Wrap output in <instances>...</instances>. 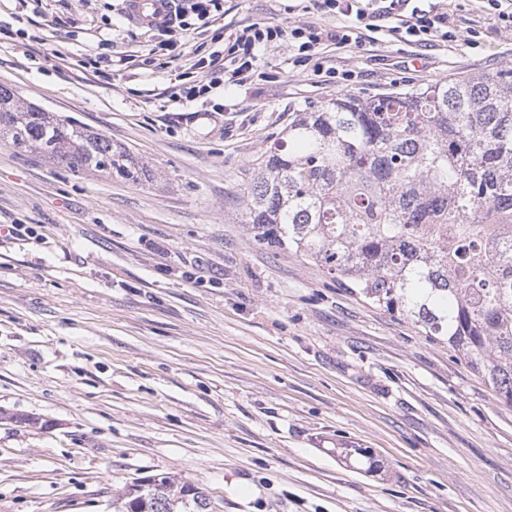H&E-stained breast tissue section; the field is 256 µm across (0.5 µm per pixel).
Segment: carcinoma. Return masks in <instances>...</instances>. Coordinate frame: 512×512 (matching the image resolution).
<instances>
[{
    "mask_svg": "<svg viewBox=\"0 0 512 512\" xmlns=\"http://www.w3.org/2000/svg\"><path fill=\"white\" fill-rule=\"evenodd\" d=\"M0 143L75 172L150 177L5 86ZM243 202L258 240L411 320L512 406V67L296 114ZM191 487L137 479L112 512H212Z\"/></svg>",
    "mask_w": 512,
    "mask_h": 512,
    "instance_id": "carcinoma-1",
    "label": "carcinoma"
}]
</instances>
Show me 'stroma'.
<instances>
[{
    "label": "stroma",
    "mask_w": 512,
    "mask_h": 512,
    "mask_svg": "<svg viewBox=\"0 0 512 512\" xmlns=\"http://www.w3.org/2000/svg\"><path fill=\"white\" fill-rule=\"evenodd\" d=\"M456 37L387 30L329 48L340 87L257 51L246 83L173 96L185 57L122 0H0V85L126 148L152 172L82 174L0 144V512H112L173 474L215 512H512V407L447 346L242 221L243 189L294 113L512 67L486 0H441ZM341 15L224 0L200 55L238 26ZM132 55L104 78L96 55ZM223 112L204 119L213 103ZM371 449L372 458L358 456Z\"/></svg>",
    "instance_id": "1"
}]
</instances>
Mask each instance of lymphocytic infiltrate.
Instances as JSON below:
<instances>
[{
    "mask_svg": "<svg viewBox=\"0 0 512 512\" xmlns=\"http://www.w3.org/2000/svg\"><path fill=\"white\" fill-rule=\"evenodd\" d=\"M315 9L349 17V24L327 31L308 23L289 28L258 22L241 26L228 37V50H214L209 55L192 60L189 75L193 82L185 91L193 100L209 94L221 84L244 82L253 69L259 47L287 41L296 65L310 63L323 45L362 47L365 33L374 22L390 21V34L410 38L412 43L428 47L451 39L448 15L441 12L436 0H312ZM224 13L223 0H174L169 21L158 26L160 51H174L184 46L186 39L203 33L204 29ZM231 58L232 67H225L224 58Z\"/></svg>",
    "mask_w": 512,
    "mask_h": 512,
    "instance_id": "lymphocytic-infiltrate-1",
    "label": "lymphocytic infiltrate"
}]
</instances>
